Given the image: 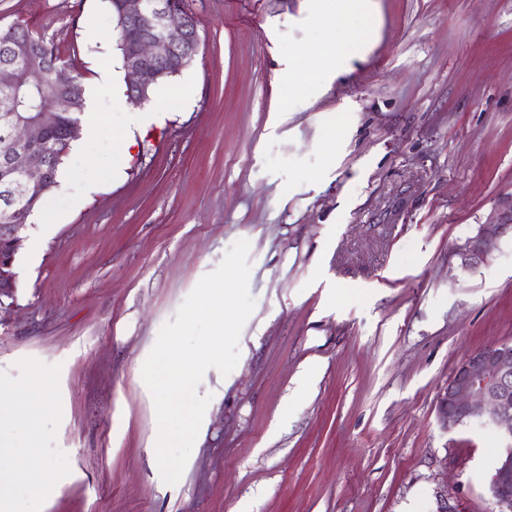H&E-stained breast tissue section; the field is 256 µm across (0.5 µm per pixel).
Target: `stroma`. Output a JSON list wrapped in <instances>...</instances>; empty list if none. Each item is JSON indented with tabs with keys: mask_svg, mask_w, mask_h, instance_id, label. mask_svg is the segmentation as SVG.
Instances as JSON below:
<instances>
[{
	"mask_svg": "<svg viewBox=\"0 0 512 512\" xmlns=\"http://www.w3.org/2000/svg\"><path fill=\"white\" fill-rule=\"evenodd\" d=\"M304 8L188 0L201 46L152 122L126 130L130 102L101 95L80 199L49 193L0 312V383L49 386L60 479L13 485L14 512H496L500 430L437 408L467 354L512 343V235L458 255L512 197V0H377L336 19L340 48ZM17 23L83 82L122 68L107 0H0ZM311 46L314 75L350 59L298 100L278 60ZM240 239L255 308L168 485L142 366Z\"/></svg>",
	"mask_w": 512,
	"mask_h": 512,
	"instance_id": "1",
	"label": "stroma"
}]
</instances>
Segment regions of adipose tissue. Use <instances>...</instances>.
<instances>
[{
	"label": "adipose tissue",
	"instance_id": "obj_1",
	"mask_svg": "<svg viewBox=\"0 0 512 512\" xmlns=\"http://www.w3.org/2000/svg\"><path fill=\"white\" fill-rule=\"evenodd\" d=\"M111 90L113 95L122 91L120 77L117 72L106 70L100 73L84 92L85 109L89 117L82 130L80 143L73 145V154H81L86 144L97 141L103 133V127L95 116L96 102L102 90ZM0 402L5 403L11 416L24 429V441L21 446L13 448V470L5 476L0 475V512H11L7 487L26 479H33L40 490L54 488L56 478L53 473H31L30 467L38 456L37 432L33 427L38 414L47 410L50 396L40 382L21 388H5L0 386Z\"/></svg>",
	"mask_w": 512,
	"mask_h": 512
}]
</instances>
